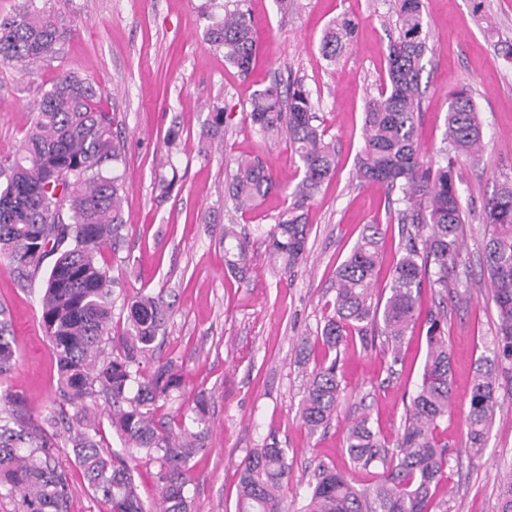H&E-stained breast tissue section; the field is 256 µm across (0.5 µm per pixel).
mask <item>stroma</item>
I'll return each instance as SVG.
<instances>
[{"instance_id":"stroma-1","label":"stroma","mask_w":512,"mask_h":512,"mask_svg":"<svg viewBox=\"0 0 512 512\" xmlns=\"http://www.w3.org/2000/svg\"><path fill=\"white\" fill-rule=\"evenodd\" d=\"M206 0H50L72 30L50 65L0 67V156L16 154L31 127L33 103L58 72L70 71L102 92L100 105L114 117L125 144L124 239L104 251L111 271H123L126 294L166 290L173 311L159 355L182 368L183 395L166 404L173 415L198 393L209 399L207 448L191 462L192 512H235L239 465L251 449L276 437L286 448L291 476L287 512H300L318 463L350 469L342 448L353 419L371 423L395 441L404 403L421 379L426 326L417 323L404 345V361L388 368L381 345L353 336L340 348L343 389L338 416L308 435L297 416L308 373L325 355L318 341L335 297V272L365 225L385 232L382 265L373 288L390 294L389 271L401 255L398 206L386 191L361 183L354 159L361 146L364 105L387 81V48L397 34L393 0H247L256 25L258 55L241 75L204 39ZM429 50L421 73L417 138L428 161L437 160L451 94L465 87L481 112L487 147L479 160L460 162L457 187L465 209L464 248L470 300L449 302L452 408L439 433L448 442L445 478L436 498L451 512H498V476L512 469V377L500 380L505 404L497 412L482 458L465 451L464 424L475 362L486 353L498 315L488 297L483 265L484 204L504 176L512 177V60L499 40H512V0H422ZM358 22L356 38L335 58L321 50L325 29L341 15ZM302 81L317 123L336 148L335 175L308 210V258L289 270L272 269L264 236L285 204L270 194L251 213L224 203L233 160L249 156L281 181L295 185L299 160L287 136L266 138L244 113L256 91L274 81ZM224 107V135L203 138L214 107ZM178 130L167 145L169 130ZM239 225L250 240L251 269L229 274L219 239ZM42 277L19 280L0 256V307L11 322L17 365L0 376V391L24 400V415L38 423L57 388V368L41 323Z\"/></svg>"}]
</instances>
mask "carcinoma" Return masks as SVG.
I'll return each mask as SVG.
<instances>
[{
	"instance_id": "1",
	"label": "carcinoma",
	"mask_w": 512,
	"mask_h": 512,
	"mask_svg": "<svg viewBox=\"0 0 512 512\" xmlns=\"http://www.w3.org/2000/svg\"><path fill=\"white\" fill-rule=\"evenodd\" d=\"M35 0L0 18V66L48 65L71 29ZM233 0V8L211 15L205 40L244 75L253 65V21ZM398 37L388 45V82L365 106L363 146L355 160L356 178L399 194L407 225L403 254L392 271L390 295L374 298L372 282L379 259L381 229L365 226L361 238L336 271L332 314L320 334L326 353L338 351L344 337H383L389 368L402 362V345L415 322L423 286L440 293L437 311L427 319V351L421 383L405 407L401 433L388 445L369 418L354 420L344 452L354 467L377 470L363 487L346 472L320 463L301 512H431V488L443 478L448 442L437 430L451 410V350L448 298L467 300V283L456 275L463 246V205L456 165L476 160L484 129L467 88L451 94L444 161L424 159L415 140L419 77L428 51L422 0H394ZM357 23L336 19L325 31L327 57L349 44ZM100 91L71 72H60L43 90L37 115L21 151L0 157V253L12 269L29 277L45 258L55 257L44 280L41 319L57 358L59 386L49 416L26 422L17 394L0 393V490L14 501L13 512H70L68 468L84 472L94 498L108 512H189L190 462L206 448L210 431L208 399L173 417L157 414L158 403L177 397L183 386L171 359L155 356L171 304L165 290L138 291L123 301L125 317L113 320L118 280L99 262L104 249L123 240L121 176L124 141L113 131V117L100 107ZM246 119L266 136L285 134L294 147L302 178L288 191V204L266 232L271 261L291 270L306 260L310 233L307 210L321 184L336 172V152L314 124L313 103L300 83L284 90L274 84L252 97ZM224 131V109L209 113L205 136ZM280 189L274 175L251 159L235 161L229 198L236 211L253 209ZM484 258L489 298L498 311L491 355L478 359L465 416L466 450L480 458L501 407L499 378L512 373V177L484 205ZM224 263L232 273L248 270L249 241L234 224L224 225ZM16 353L6 310H0V375L10 373ZM342 388L337 358L324 357L308 375L298 416L314 435L338 415ZM103 404H98V400ZM107 417L124 453L103 445L99 419ZM67 433L70 451L59 453L58 436ZM146 459L159 466L160 498L146 505L137 492L135 467ZM290 466L276 442L253 449L240 463L236 512H284L283 490ZM499 512H512V468L503 475Z\"/></svg>"
}]
</instances>
